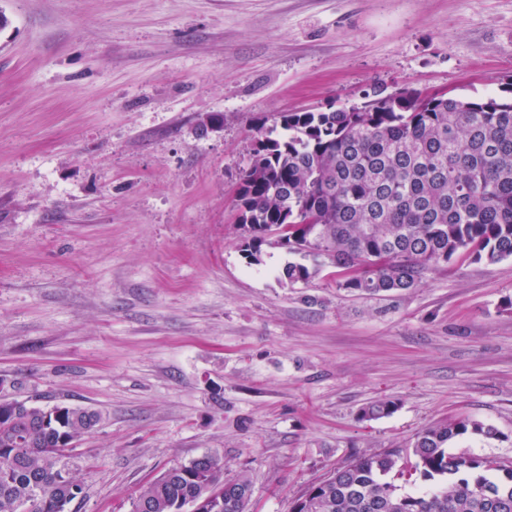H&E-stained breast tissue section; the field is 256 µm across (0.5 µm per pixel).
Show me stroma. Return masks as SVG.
<instances>
[{
	"label": "stroma",
	"mask_w": 512,
	"mask_h": 512,
	"mask_svg": "<svg viewBox=\"0 0 512 512\" xmlns=\"http://www.w3.org/2000/svg\"><path fill=\"white\" fill-rule=\"evenodd\" d=\"M0 399L100 411L71 512H131L206 454L250 512L451 417L512 460V257L362 295L240 251L237 192L285 112L374 86L512 98V0H0ZM216 129L204 130L209 118ZM396 400L389 416L362 408Z\"/></svg>",
	"instance_id": "1"
}]
</instances>
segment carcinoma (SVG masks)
<instances>
[{
    "instance_id": "1",
    "label": "carcinoma",
    "mask_w": 512,
    "mask_h": 512,
    "mask_svg": "<svg viewBox=\"0 0 512 512\" xmlns=\"http://www.w3.org/2000/svg\"><path fill=\"white\" fill-rule=\"evenodd\" d=\"M284 134L257 141L242 172L237 206L241 252L262 261L278 245L312 258L282 274L307 284L322 267L339 269L336 287L377 295L417 286L460 254L475 261L512 257V101L473 102L412 93L382 106L365 102L281 116ZM377 399L361 419L392 414ZM101 413L80 406H35L0 399V512H67L83 491L66 446L91 433ZM497 431L452 418L416 434L410 448H387L339 467L294 502L298 512H512V461L456 454L449 443ZM422 480L401 492L390 474L401 455ZM224 462L203 455L144 485L132 512H179L189 499L203 512H247L244 475L220 480Z\"/></svg>"
}]
</instances>
